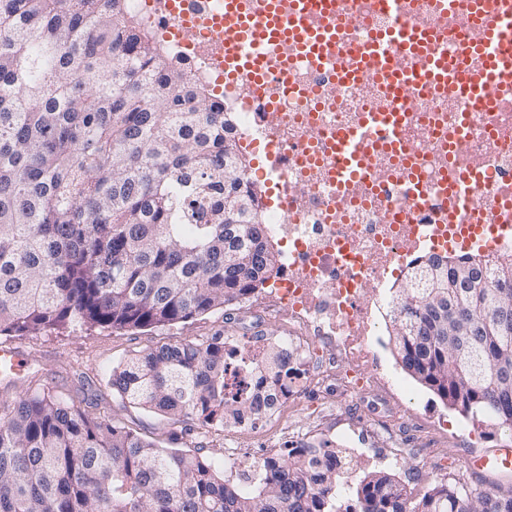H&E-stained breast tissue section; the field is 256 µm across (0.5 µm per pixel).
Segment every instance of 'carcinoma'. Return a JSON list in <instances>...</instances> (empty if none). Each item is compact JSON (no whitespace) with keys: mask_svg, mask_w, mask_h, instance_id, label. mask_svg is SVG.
<instances>
[{"mask_svg":"<svg viewBox=\"0 0 512 512\" xmlns=\"http://www.w3.org/2000/svg\"><path fill=\"white\" fill-rule=\"evenodd\" d=\"M230 113L185 81L128 0H0V335L144 329L240 304L280 271ZM251 202L235 210L237 199ZM467 324L437 322L453 289L404 281L389 302L402 368L468 418L512 431V285L495 262ZM224 337L140 351L112 370L130 404L216 431L251 413L225 393ZM287 377L269 348L254 366ZM327 441L256 463L250 489L203 448H164L49 390L0 400V512H512V491L434 482L415 498Z\"/></svg>","mask_w":512,"mask_h":512,"instance_id":"carcinoma-1","label":"carcinoma"}]
</instances>
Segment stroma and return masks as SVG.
I'll use <instances>...</instances> for the list:
<instances>
[{
    "label": "stroma",
    "mask_w": 512,
    "mask_h": 512,
    "mask_svg": "<svg viewBox=\"0 0 512 512\" xmlns=\"http://www.w3.org/2000/svg\"><path fill=\"white\" fill-rule=\"evenodd\" d=\"M239 306L215 309L184 322L164 326L131 329H63L28 336H1L0 346H21L28 361V375L13 382L0 380V396H11L33 386L44 385L59 394L96 401L97 412L120 420L141 435L168 448H191L206 442L207 456L216 468L224 466V438L206 434L199 423L188 416L173 418L124 403L113 392L109 380L113 367L133 354L164 344L204 341L213 336L238 335L235 320ZM374 349L391 372L411 389L410 396L394 400L393 412L406 416L403 428L391 432L371 415L363 414L357 398L337 400L335 389L309 394L305 404L286 409L279 417L261 423L254 431L255 444L274 439L277 447L301 444L306 432H323L325 440L339 442L343 431L354 434L359 450L354 460L364 470L384 467L407 488L422 491L431 481L465 482L485 489L498 483L497 475L476 473L465 460L471 452L494 448H512V434L485 425L475 435L459 430L464 418L448 408L426 387L414 382L396 360L388 343L387 331H380ZM84 373L87 384H79L77 373ZM387 448L400 451L398 462L376 464L373 454Z\"/></svg>",
    "instance_id": "35a3bbf8"
}]
</instances>
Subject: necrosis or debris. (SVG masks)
<instances>
[{
	"mask_svg": "<svg viewBox=\"0 0 512 512\" xmlns=\"http://www.w3.org/2000/svg\"><path fill=\"white\" fill-rule=\"evenodd\" d=\"M334 0L338 37L323 68L295 47L267 52V76L251 106L218 92L222 31L207 24L211 0H185L197 29L191 44L168 32L179 18L168 0H130L142 26L181 62L189 84L237 115L240 135L282 155L265 162L260 181L275 193L263 229L284 243V270L270 288V301L247 308L244 336L225 343L235 375L228 385L251 396L246 366L272 344L291 358L333 348L335 358L302 369L300 380L280 393L283 406H298L305 390L335 380L372 405L406 394L372 349L385 300L368 288L385 287L390 275L424 250L461 252L478 239L486 259L512 251V87L490 88L482 108L460 87L484 66L476 48L484 38L473 24L476 0ZM431 33L448 58V81L431 80L406 92L387 75L360 74L363 53L393 30ZM353 72L340 83L336 74ZM354 137L350 154L339 137ZM280 323L277 337L262 334L265 322ZM268 415L259 410L230 427L235 446L224 451V468H252L256 454L244 442Z\"/></svg>",
	"mask_w": 512,
	"mask_h": 512,
	"instance_id": "obj_1",
	"label": "necrosis or debris"
}]
</instances>
